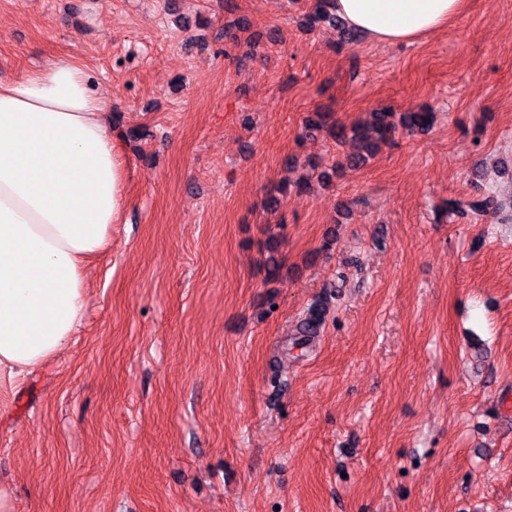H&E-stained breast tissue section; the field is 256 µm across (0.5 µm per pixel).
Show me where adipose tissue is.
Wrapping results in <instances>:
<instances>
[{
    "mask_svg": "<svg viewBox=\"0 0 512 512\" xmlns=\"http://www.w3.org/2000/svg\"><path fill=\"white\" fill-rule=\"evenodd\" d=\"M375 43H411L458 18L465 0H334ZM107 96L67 59L0 81V380L48 362L85 312L83 265L124 202Z\"/></svg>",
    "mask_w": 512,
    "mask_h": 512,
    "instance_id": "ef3b65f1",
    "label": "adipose tissue"
}]
</instances>
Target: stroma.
I'll return each mask as SVG.
<instances>
[{
	"instance_id": "35a3bbf8",
	"label": "stroma",
	"mask_w": 512,
	"mask_h": 512,
	"mask_svg": "<svg viewBox=\"0 0 512 512\" xmlns=\"http://www.w3.org/2000/svg\"><path fill=\"white\" fill-rule=\"evenodd\" d=\"M311 6L0 0V79L83 63L126 180L76 336L0 384V512H512V0L392 46ZM421 106L360 166L305 125ZM501 208L502 204L490 195L477 198L458 197L448 199L444 213L448 219L452 217L478 219Z\"/></svg>"
}]
</instances>
